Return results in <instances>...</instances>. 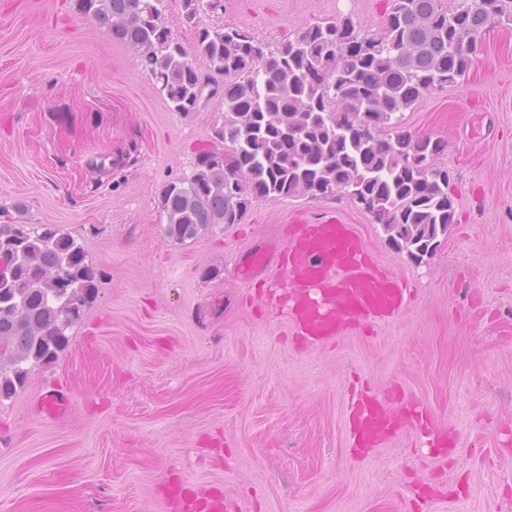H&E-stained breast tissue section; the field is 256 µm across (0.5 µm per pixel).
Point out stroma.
Segmentation results:
<instances>
[{
    "label": "stroma",
    "mask_w": 512,
    "mask_h": 512,
    "mask_svg": "<svg viewBox=\"0 0 512 512\" xmlns=\"http://www.w3.org/2000/svg\"><path fill=\"white\" fill-rule=\"evenodd\" d=\"M202 24L265 45L352 15L382 26L388 0H224ZM224 105L171 111L134 50L77 0H0V224H52L100 270L57 360L0 403V512H165L164 485L239 512H512V27L483 38L457 84L406 114L447 140L456 221L425 264L347 199L251 202L241 223L179 243L161 188L223 152ZM354 225L408 283L396 319L336 343L296 336L282 291L238 258L290 225ZM368 384L418 397L454 431L435 458L409 431L366 455L347 399ZM62 405L41 412L44 398Z\"/></svg>",
    "instance_id": "stroma-1"
}]
</instances>
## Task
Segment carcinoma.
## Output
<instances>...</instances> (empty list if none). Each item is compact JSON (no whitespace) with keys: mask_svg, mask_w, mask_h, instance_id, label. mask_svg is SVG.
<instances>
[{"mask_svg":"<svg viewBox=\"0 0 512 512\" xmlns=\"http://www.w3.org/2000/svg\"><path fill=\"white\" fill-rule=\"evenodd\" d=\"M78 4L139 53L171 111L224 101L215 135L228 163L202 151L191 177L159 193L171 239L238 224L254 200L303 193L347 196L418 264L447 241L455 221L451 176L439 163L447 145L412 135L405 112L469 72L486 32L512 26V0H390L378 32L344 15L273 47L230 24H201L221 0H181L189 49L167 22L168 0ZM99 279L81 244L53 225L0 224V404L68 346Z\"/></svg>","mask_w":512,"mask_h":512,"instance_id":"cac0c4a2","label":"carcinoma"}]
</instances>
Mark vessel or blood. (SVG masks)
<instances>
[{"mask_svg":"<svg viewBox=\"0 0 512 512\" xmlns=\"http://www.w3.org/2000/svg\"><path fill=\"white\" fill-rule=\"evenodd\" d=\"M249 273L281 271L288 316L310 344H328L367 321L396 318L410 300L404 280L380 268L350 224H296L282 249L262 247L244 261ZM427 411L411 394L379 397L363 391L349 403V426L358 450L378 448L396 435L422 426ZM171 512H224L223 497L201 499L174 490Z\"/></svg>","mask_w":512,"mask_h":512,"instance_id":"1","label":"vessel or blood"}]
</instances>
